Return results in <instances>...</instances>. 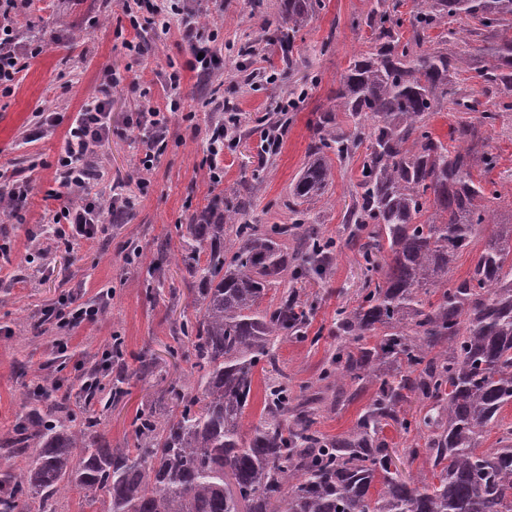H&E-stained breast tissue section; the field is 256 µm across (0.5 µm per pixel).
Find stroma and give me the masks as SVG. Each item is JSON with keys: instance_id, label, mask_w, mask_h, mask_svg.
I'll list each match as a JSON object with an SVG mask.
<instances>
[{"instance_id": "1", "label": "stroma", "mask_w": 512, "mask_h": 512, "mask_svg": "<svg viewBox=\"0 0 512 512\" xmlns=\"http://www.w3.org/2000/svg\"><path fill=\"white\" fill-rule=\"evenodd\" d=\"M372 2L323 0L322 9L296 36L300 61L289 73L277 47L256 56L241 53L257 32L259 18L274 14L276 0H224L223 10L210 19L218 31L219 93L251 123L246 141L225 150L224 179L217 184L206 179L205 171L208 129L219 115L208 104L204 76L189 66L192 53L179 30L157 39L152 31L133 28L124 0H29L23 6L18 30L43 34L48 47L29 60L12 93L0 94V186L16 179L33 186L20 210L21 221L0 220V244L11 245L9 263L0 265V436L21 416L23 402L41 401L39 389L48 380L55 386L53 400L81 412L88 359L109 351L118 335L128 370L120 374L104 367L98 377L106 387L123 377L125 395L103 412L99 430L113 446L132 441L137 409L157 405L190 368L170 351L177 346L176 322L194 313L191 278L183 265L170 264L159 293L146 291L147 269L159 259V241L167 238L179 247L178 225L217 199L245 202L252 223L278 222L289 187L307 161L315 120L330 107L352 55L370 44V29L353 27L352 21ZM126 40L140 44V53L125 50ZM172 69L181 74L182 110L169 127L165 152L146 171L140 164L145 136L133 119L144 103L165 106L164 76ZM111 71L126 80L108 90L111 129L96 149L100 177L95 187L106 190L123 182L133 207L124 223L102 225L94 239L67 247L51 234L52 216L60 206L57 158L75 113L104 89ZM311 77L317 83L289 110L279 153L263 157L258 116L287 103L289 85ZM483 135L486 150L496 158L487 177L501 194L498 218L505 223L512 220V112ZM360 163L356 157L337 166L328 200L310 206L325 237L344 238L342 217ZM365 281L362 259L343 248L327 279L310 286L318 295L311 332L328 331L337 308L354 305ZM65 295L97 305V320L68 326L46 319L45 309ZM331 341L326 334L315 346H281L279 357L295 382L317 375ZM144 359L154 361L152 372H140ZM35 365L45 368V376L32 373Z\"/></svg>"}]
</instances>
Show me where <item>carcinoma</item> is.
I'll return each instance as SVG.
<instances>
[{
  "label": "carcinoma",
  "instance_id": "carcinoma-1",
  "mask_svg": "<svg viewBox=\"0 0 512 512\" xmlns=\"http://www.w3.org/2000/svg\"><path fill=\"white\" fill-rule=\"evenodd\" d=\"M323 0H280L277 43L288 70L294 41ZM411 36L397 5L375 0L353 25L373 35L339 79L331 111L318 117L309 156L292 184L285 224H251L244 204L211 206L181 235L185 266L198 282L195 317L174 336L194 381L172 388L171 408L138 410L132 447L114 448L59 403L32 407L10 436L15 453L0 462V512H56L60 494L84 492L90 512H512V223L497 222L495 182L481 129L498 112H476L450 76L461 60L429 46V31L462 16L490 35L477 49L483 87L512 92V0H413ZM464 108L451 129L457 145L435 137L432 114ZM334 112L354 122L346 132ZM367 142L345 244L370 273L357 305L336 310V344L316 378L298 386L280 365L287 342H310L315 295L295 286L321 279L337 242L310 223L309 205L334 182L333 160L346 162ZM486 224L494 230L467 277L452 269ZM205 260H200V256ZM276 302L264 304L269 291ZM263 405L246 421L256 371ZM331 391V397L322 391ZM370 397L338 436L320 429L324 412L361 393ZM426 411L407 417L405 404ZM412 438L402 451L425 457L429 474L392 469L384 429ZM496 432V447L481 449Z\"/></svg>",
  "mask_w": 512,
  "mask_h": 512
}]
</instances>
